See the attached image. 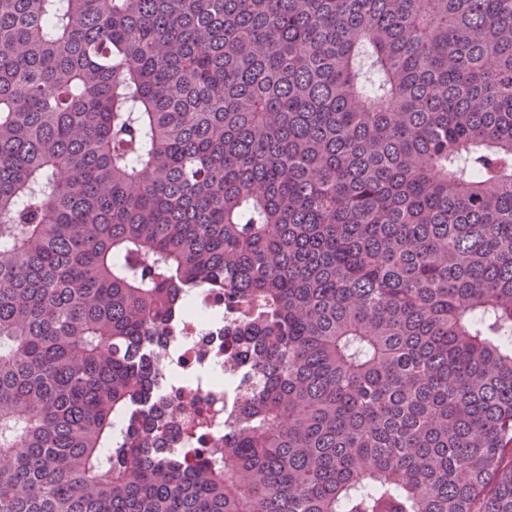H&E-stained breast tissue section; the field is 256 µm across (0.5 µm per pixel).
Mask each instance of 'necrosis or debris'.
<instances>
[{"mask_svg": "<svg viewBox=\"0 0 512 512\" xmlns=\"http://www.w3.org/2000/svg\"><path fill=\"white\" fill-rule=\"evenodd\" d=\"M223 310L222 291L200 290L192 312L181 318L178 335L161 338L154 350L157 365L169 377L157 408L166 419L163 435L173 447H184L197 417L210 443L224 440V408L237 397L236 363L243 352L215 319Z\"/></svg>", "mask_w": 512, "mask_h": 512, "instance_id": "obj_1", "label": "necrosis or debris"}]
</instances>
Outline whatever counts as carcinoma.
<instances>
[{
	"label": "carcinoma",
	"mask_w": 512,
	"mask_h": 512,
	"mask_svg": "<svg viewBox=\"0 0 512 512\" xmlns=\"http://www.w3.org/2000/svg\"><path fill=\"white\" fill-rule=\"evenodd\" d=\"M0 512H512V0H0ZM192 311L182 316L178 336L162 337L154 349V358L168 382L157 408L166 423L161 430L173 448H188L187 437L196 431L192 417L203 419L209 445L224 444V405L237 397L234 363L244 356L235 349L233 336H224V293L216 289L200 290L193 299ZM174 370L178 377L170 379Z\"/></svg>",
	"instance_id": "carcinoma-1"
}]
</instances>
